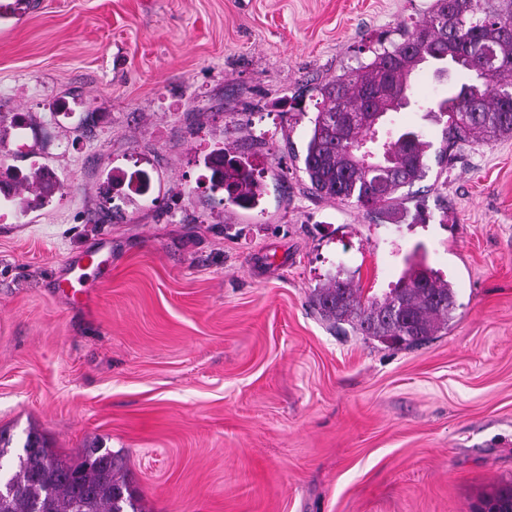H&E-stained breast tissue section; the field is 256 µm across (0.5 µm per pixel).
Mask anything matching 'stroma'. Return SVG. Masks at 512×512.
<instances>
[{"label":"stroma","mask_w":512,"mask_h":512,"mask_svg":"<svg viewBox=\"0 0 512 512\" xmlns=\"http://www.w3.org/2000/svg\"><path fill=\"white\" fill-rule=\"evenodd\" d=\"M430 0H25L0 19V165L50 202L0 223V427L120 452L143 512H473L512 481V136L431 167L423 219L309 189L318 83ZM82 101L67 124L52 100ZM248 160L260 208L204 160ZM152 163L155 193L102 178ZM102 248L72 301L69 259ZM454 318L396 350L311 304L335 274L394 286L409 254ZM32 178L33 180L31 182V185L35 184V190L33 193L34 198L31 199L30 197L18 196L17 204L19 206H22V208L24 209L31 208L33 206V201H35V199L47 198L51 196L56 190V186L52 182H50L48 176L45 178L42 172H35Z\"/></svg>","instance_id":"1"}]
</instances>
